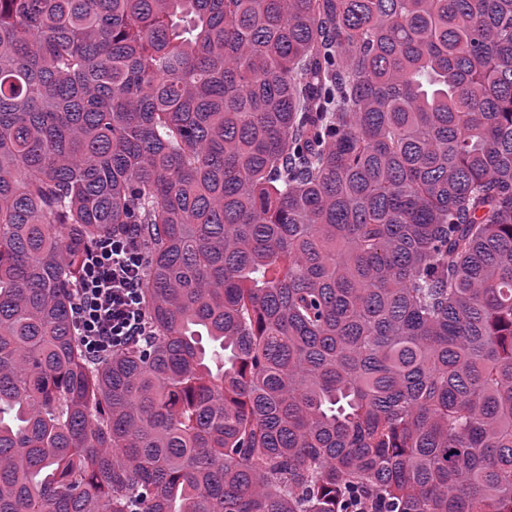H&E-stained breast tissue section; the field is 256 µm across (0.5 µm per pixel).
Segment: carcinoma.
Returning a JSON list of instances; mask_svg holds the SVG:
<instances>
[{
	"label": "carcinoma",
	"instance_id": "carcinoma-1",
	"mask_svg": "<svg viewBox=\"0 0 512 512\" xmlns=\"http://www.w3.org/2000/svg\"><path fill=\"white\" fill-rule=\"evenodd\" d=\"M0 512H512V0H0ZM143 273V253L132 235L103 238L89 253L73 303L75 334L89 358L151 341L141 293Z\"/></svg>",
	"mask_w": 512,
	"mask_h": 512
}]
</instances>
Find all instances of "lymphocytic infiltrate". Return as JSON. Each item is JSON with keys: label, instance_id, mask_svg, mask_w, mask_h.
I'll return each mask as SVG.
<instances>
[{"label": "lymphocytic infiltrate", "instance_id": "lymphocytic-infiltrate-1", "mask_svg": "<svg viewBox=\"0 0 512 512\" xmlns=\"http://www.w3.org/2000/svg\"><path fill=\"white\" fill-rule=\"evenodd\" d=\"M143 273L144 257L134 236L103 238L89 253L73 303L75 334L89 358L150 342Z\"/></svg>", "mask_w": 512, "mask_h": 512}]
</instances>
